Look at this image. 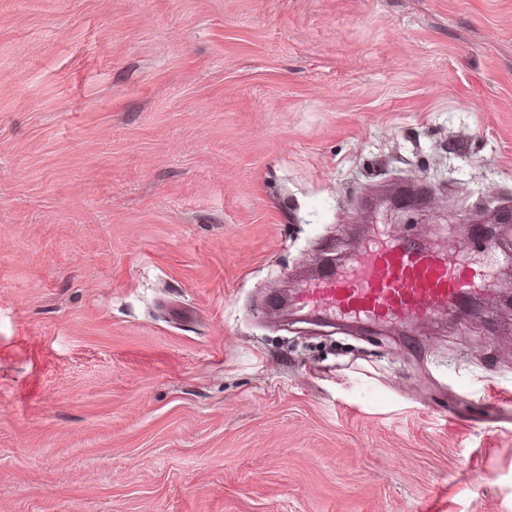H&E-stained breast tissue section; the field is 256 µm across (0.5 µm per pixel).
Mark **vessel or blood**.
I'll use <instances>...</instances> for the list:
<instances>
[{
  "mask_svg": "<svg viewBox=\"0 0 512 512\" xmlns=\"http://www.w3.org/2000/svg\"><path fill=\"white\" fill-rule=\"evenodd\" d=\"M512 246L489 242L478 261L390 236L362 245L345 269L304 281L295 292L309 312L365 324L410 325L460 310L492 285L490 269Z\"/></svg>",
  "mask_w": 512,
  "mask_h": 512,
  "instance_id": "vessel-or-blood-1",
  "label": "vessel or blood"
}]
</instances>
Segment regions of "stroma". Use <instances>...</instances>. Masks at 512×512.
Returning a JSON list of instances; mask_svg holds the SVG:
<instances>
[{
  "label": "stroma",
  "instance_id": "35a3bbf8",
  "mask_svg": "<svg viewBox=\"0 0 512 512\" xmlns=\"http://www.w3.org/2000/svg\"><path fill=\"white\" fill-rule=\"evenodd\" d=\"M512 239V0H0V512H512V300L271 301L377 225Z\"/></svg>",
  "mask_w": 512,
  "mask_h": 512
}]
</instances>
